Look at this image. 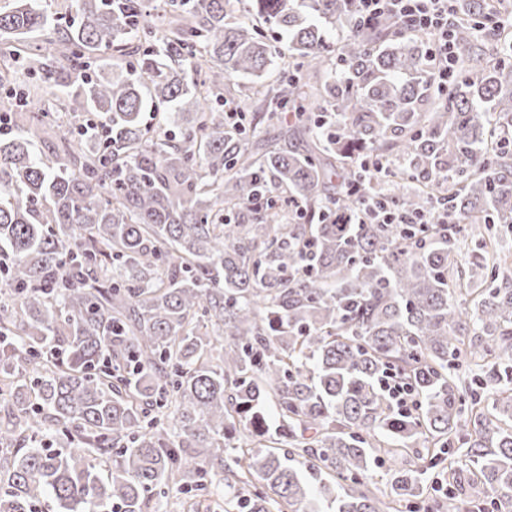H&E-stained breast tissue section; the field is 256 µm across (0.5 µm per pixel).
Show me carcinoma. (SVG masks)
I'll return each mask as SVG.
<instances>
[{
    "instance_id": "carcinoma-1",
    "label": "carcinoma",
    "mask_w": 512,
    "mask_h": 512,
    "mask_svg": "<svg viewBox=\"0 0 512 512\" xmlns=\"http://www.w3.org/2000/svg\"><path fill=\"white\" fill-rule=\"evenodd\" d=\"M164 2L152 20L143 0H71L70 23L53 0H0V110L17 115L0 139V512L47 496L59 512H148L172 484L219 477L233 494L207 512H512V278L484 239L512 230V41L475 73L461 61L431 103L424 38L389 18L355 28L353 0ZM492 15L466 0L460 21ZM285 57L275 110L314 147L252 154L254 130L224 125V84L266 97ZM60 111L100 124L45 159L35 138ZM392 153L406 169L390 176L419 188L383 197L438 199L459 223L336 222L355 216L343 188L368 184L357 158ZM270 189L313 220L283 223ZM469 240L477 281L458 264ZM463 363L502 386L491 406L464 409ZM388 379L416 411L390 405ZM419 440L466 499L423 505L402 465L385 498L370 492L380 454Z\"/></svg>"
}]
</instances>
